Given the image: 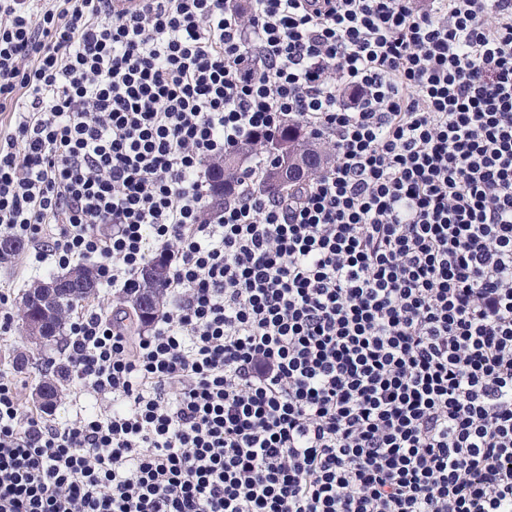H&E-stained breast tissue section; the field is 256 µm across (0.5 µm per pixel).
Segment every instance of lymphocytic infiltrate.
Wrapping results in <instances>:
<instances>
[{
	"label": "lymphocytic infiltrate",
	"instance_id": "f902f5d3",
	"mask_svg": "<svg viewBox=\"0 0 512 512\" xmlns=\"http://www.w3.org/2000/svg\"><path fill=\"white\" fill-rule=\"evenodd\" d=\"M0 232L150 333L69 324L65 423L0 371V512H512V0H0ZM291 124L332 163L217 216ZM78 382L74 377L71 369L70 378L64 383V395L61 401L57 404L56 408L50 412L51 417L56 419L57 422H66L75 414V401L77 404L85 406L87 409L96 411L112 410V396L106 395L97 396L89 394L85 391L79 392L77 390Z\"/></svg>",
	"mask_w": 512,
	"mask_h": 512
}]
</instances>
